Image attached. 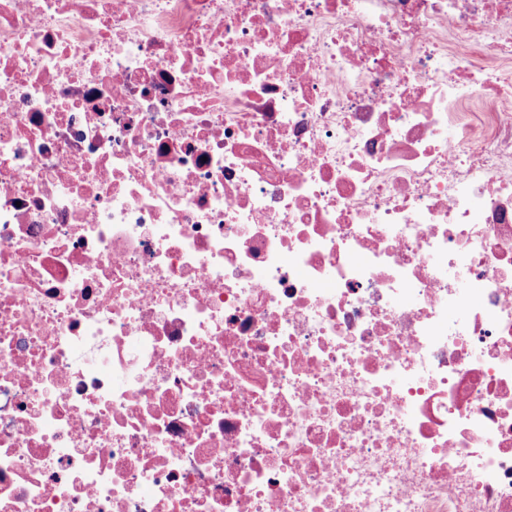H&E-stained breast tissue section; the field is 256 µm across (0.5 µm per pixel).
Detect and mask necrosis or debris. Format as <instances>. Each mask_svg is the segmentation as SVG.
<instances>
[{"label": "necrosis or debris", "mask_w": 512, "mask_h": 512, "mask_svg": "<svg viewBox=\"0 0 512 512\" xmlns=\"http://www.w3.org/2000/svg\"><path fill=\"white\" fill-rule=\"evenodd\" d=\"M0 512H512V0H0Z\"/></svg>", "instance_id": "1"}]
</instances>
